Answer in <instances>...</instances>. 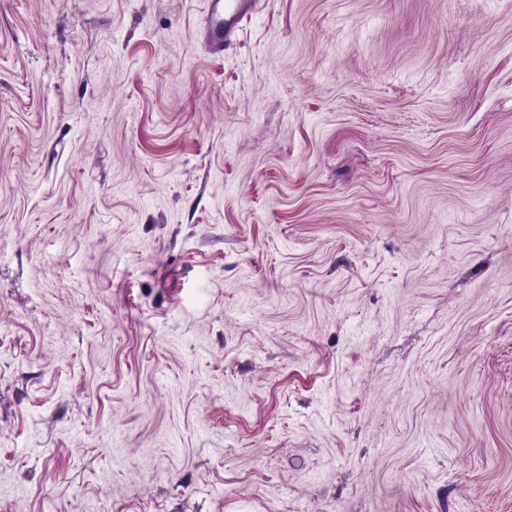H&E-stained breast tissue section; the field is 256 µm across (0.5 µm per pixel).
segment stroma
Returning <instances> with one entry per match:
<instances>
[{
    "mask_svg": "<svg viewBox=\"0 0 512 512\" xmlns=\"http://www.w3.org/2000/svg\"><path fill=\"white\" fill-rule=\"evenodd\" d=\"M0 0V512H512V0ZM198 28L204 34L208 46L226 51L236 40L240 24L251 18L261 0H207Z\"/></svg>",
    "mask_w": 512,
    "mask_h": 512,
    "instance_id": "stroma-1",
    "label": "stroma"
}]
</instances>
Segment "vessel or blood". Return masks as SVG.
<instances>
[{"mask_svg":"<svg viewBox=\"0 0 512 512\" xmlns=\"http://www.w3.org/2000/svg\"><path fill=\"white\" fill-rule=\"evenodd\" d=\"M261 0H207L198 28L211 49L228 50L243 20L251 18Z\"/></svg>","mask_w":512,"mask_h":512,"instance_id":"b4317fda","label":"vessel or blood"}]
</instances>
